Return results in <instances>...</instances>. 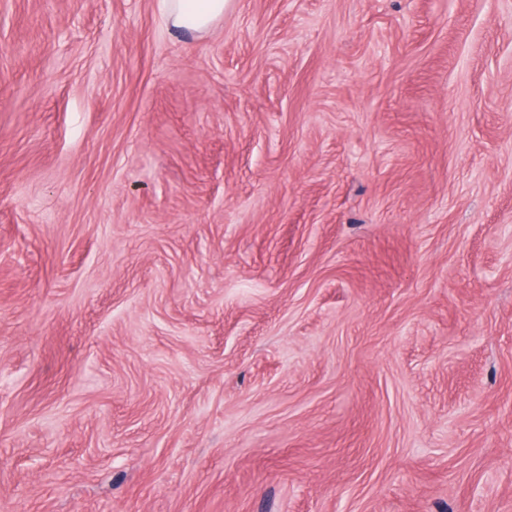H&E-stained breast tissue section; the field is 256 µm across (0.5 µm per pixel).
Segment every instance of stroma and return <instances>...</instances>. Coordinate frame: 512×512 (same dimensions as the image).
<instances>
[{
  "label": "stroma",
  "instance_id": "stroma-1",
  "mask_svg": "<svg viewBox=\"0 0 512 512\" xmlns=\"http://www.w3.org/2000/svg\"><path fill=\"white\" fill-rule=\"evenodd\" d=\"M0 512H512V0H0ZM175 29L205 33L224 18L229 0H164Z\"/></svg>",
  "mask_w": 512,
  "mask_h": 512
}]
</instances>
